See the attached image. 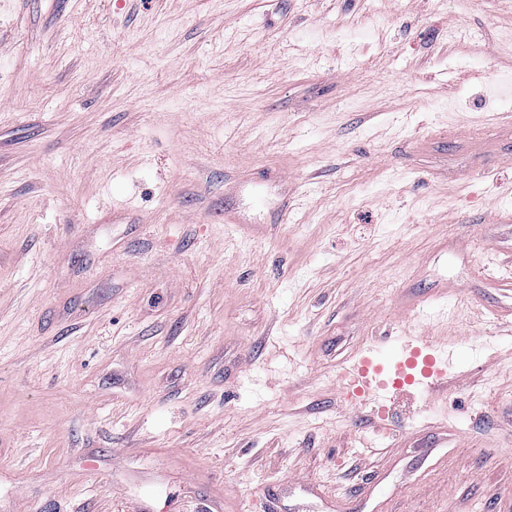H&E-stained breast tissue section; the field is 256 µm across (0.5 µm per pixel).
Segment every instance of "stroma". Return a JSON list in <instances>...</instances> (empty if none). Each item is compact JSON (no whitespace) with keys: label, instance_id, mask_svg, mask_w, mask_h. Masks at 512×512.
I'll return each mask as SVG.
<instances>
[{"label":"stroma","instance_id":"35a3bbf8","mask_svg":"<svg viewBox=\"0 0 512 512\" xmlns=\"http://www.w3.org/2000/svg\"><path fill=\"white\" fill-rule=\"evenodd\" d=\"M508 32L0 0V512H512ZM410 329L447 386L352 406Z\"/></svg>","mask_w":512,"mask_h":512}]
</instances>
